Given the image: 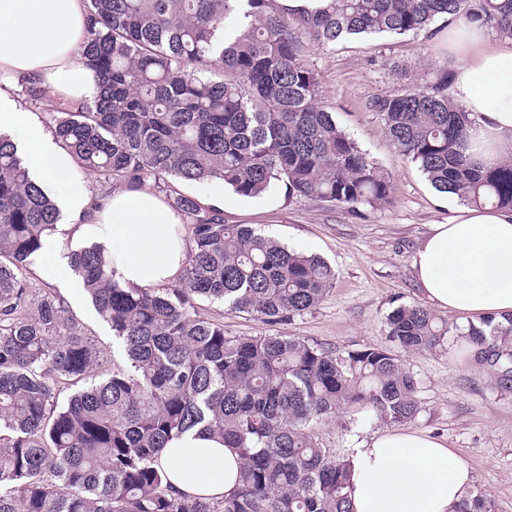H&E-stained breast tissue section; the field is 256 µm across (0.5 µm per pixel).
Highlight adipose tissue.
I'll list each match as a JSON object with an SVG mask.
<instances>
[{
    "label": "adipose tissue",
    "mask_w": 512,
    "mask_h": 512,
    "mask_svg": "<svg viewBox=\"0 0 512 512\" xmlns=\"http://www.w3.org/2000/svg\"><path fill=\"white\" fill-rule=\"evenodd\" d=\"M84 0H0V132L26 147L39 182L74 218V237L102 247L125 288L179 283L187 257L180 214L150 186H125L89 212L75 162L14 93L13 77L39 78L57 98L97 93L79 46ZM452 95L468 114L469 151L499 162L512 157V38L491 39L464 21L448 31ZM427 301L472 322L512 313V211L460 204L430 225L412 256ZM160 462L179 491L219 497L239 479V457L223 439L197 429L173 438ZM348 494L354 512H452L470 489L468 462L445 440L407 428L370 438L351 456Z\"/></svg>",
    "instance_id": "1"
}]
</instances>
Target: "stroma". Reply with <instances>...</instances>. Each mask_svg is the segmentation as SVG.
Returning <instances> with one entry per match:
<instances>
[{
	"label": "stroma",
	"instance_id": "35a3bbf8",
	"mask_svg": "<svg viewBox=\"0 0 512 512\" xmlns=\"http://www.w3.org/2000/svg\"><path fill=\"white\" fill-rule=\"evenodd\" d=\"M450 26L441 18L416 35L357 36L329 49L311 48L307 59L323 78L325 104L337 124L389 174L394 199L360 206L354 215L312 199L288 200L280 189L237 198L224 209L226 223L252 225L289 249L321 256L334 267L336 283L314 310L276 329L220 303L199 302L200 317L223 323L237 336L276 330L344 350L385 345L388 312L402 303H424L412 256L429 225L452 216L457 201L438 193L395 149L368 103L397 92L406 78H423L429 67L446 59ZM82 246L72 234L52 233L45 250L56 257L61 275L47 282L30 273L31 290L67 296L79 282L68 255ZM403 360L421 381V410L413 428L447 439L474 470L472 493L487 495L492 512H512V388H503L488 368L465 363L450 350L407 353ZM387 429L376 421L347 429L331 422L313 432L324 446L348 455Z\"/></svg>",
	"mask_w": 512,
	"mask_h": 512
}]
</instances>
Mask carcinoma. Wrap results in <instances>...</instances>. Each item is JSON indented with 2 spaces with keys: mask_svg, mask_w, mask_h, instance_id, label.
Masks as SVG:
<instances>
[{
  "mask_svg": "<svg viewBox=\"0 0 512 512\" xmlns=\"http://www.w3.org/2000/svg\"><path fill=\"white\" fill-rule=\"evenodd\" d=\"M284 11L276 0H86L81 45L98 94L49 112L54 136L106 185L167 193L189 248L172 288L127 290L100 246L69 255L123 359L91 378L105 353L57 293L36 295L24 273L60 220L15 144L0 135V512H352L348 456L312 428L360 419L405 425L419 382L397 354L448 349V321L417 303L386 317L394 348L337 351L294 336H233L197 316L221 302L279 324L315 308L336 273L280 245L170 181H221L253 198L282 188L354 214L389 204V175L334 120L309 46L355 36H405L439 18L512 38V0H321ZM440 62L425 82L376 97L395 148L432 187L474 206L512 209V161L465 153L468 114L448 97ZM32 105L47 92L17 78ZM459 355L512 380V315L457 329ZM76 387L66 405L59 384ZM193 428L237 449L239 483L218 498L177 491L160 453ZM453 512H491L483 495Z\"/></svg>",
  "mask_w": 512,
  "mask_h": 512,
  "instance_id": "cac0c4a2",
  "label": "carcinoma"
}]
</instances>
